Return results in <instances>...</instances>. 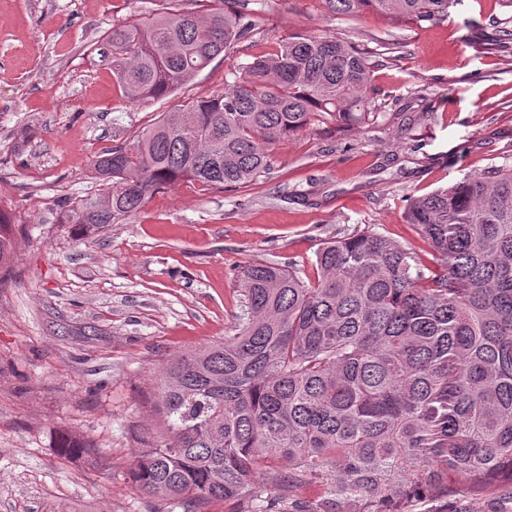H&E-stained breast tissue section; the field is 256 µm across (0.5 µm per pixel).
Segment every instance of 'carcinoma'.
I'll return each mask as SVG.
<instances>
[{
	"label": "carcinoma",
	"mask_w": 512,
	"mask_h": 512,
	"mask_svg": "<svg viewBox=\"0 0 512 512\" xmlns=\"http://www.w3.org/2000/svg\"><path fill=\"white\" fill-rule=\"evenodd\" d=\"M134 13L106 37L131 104L161 99L254 35L257 0H204ZM334 14L392 25L448 20L456 0H321ZM377 51L296 31L229 70L224 91L163 112L128 147L97 157L111 182L68 209L90 233L121 224L184 181L237 189L266 178L270 147L325 124L378 123ZM406 223L430 262L371 227L326 239L315 279L297 264L235 273L239 312L224 341L169 362L157 378L162 432L131 471L139 486L197 506L247 499L251 512H414L453 472L490 485L488 512H512V166L411 196ZM0 209V281L11 274ZM61 451L90 446L60 439ZM316 485L323 495L296 497ZM424 512H468L448 490Z\"/></svg>",
	"instance_id": "carcinoma-1"
}]
</instances>
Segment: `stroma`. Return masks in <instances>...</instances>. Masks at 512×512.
<instances>
[{"instance_id":"35a3bbf8","label":"stroma","mask_w":512,"mask_h":512,"mask_svg":"<svg viewBox=\"0 0 512 512\" xmlns=\"http://www.w3.org/2000/svg\"><path fill=\"white\" fill-rule=\"evenodd\" d=\"M163 6L0 0V208L14 250L0 282V512H188L142 490L130 467L159 431V369L223 342L240 265L293 259L309 275L320 240L371 224L427 253L404 221L406 197L512 165V53L497 47L512 8L501 0H459L448 22L422 28L335 17L321 0H261L236 52L167 98L128 103L101 39ZM299 30L389 44L373 83L388 115L412 116L411 132H306L272 147L259 184L166 187L88 236L64 222L71 203L107 189L96 156L223 90L230 68ZM64 434L96 455H64Z\"/></svg>"}]
</instances>
